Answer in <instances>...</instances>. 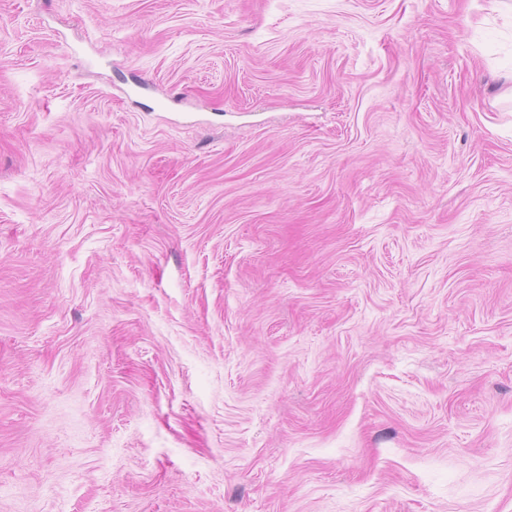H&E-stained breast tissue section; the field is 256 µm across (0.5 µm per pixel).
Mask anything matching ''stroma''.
<instances>
[{"label": "stroma", "instance_id": "stroma-1", "mask_svg": "<svg viewBox=\"0 0 512 512\" xmlns=\"http://www.w3.org/2000/svg\"><path fill=\"white\" fill-rule=\"evenodd\" d=\"M503 0H0V512H512Z\"/></svg>", "mask_w": 512, "mask_h": 512}]
</instances>
